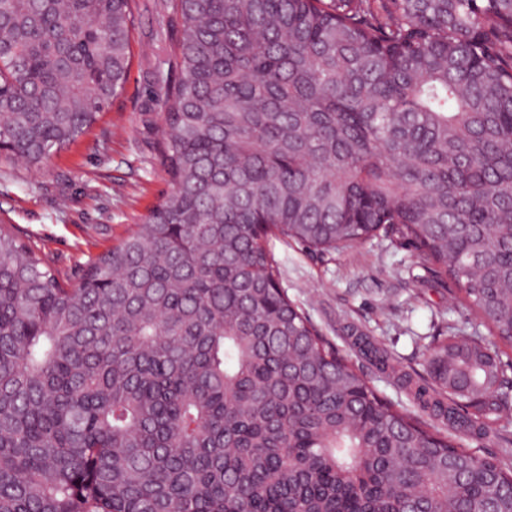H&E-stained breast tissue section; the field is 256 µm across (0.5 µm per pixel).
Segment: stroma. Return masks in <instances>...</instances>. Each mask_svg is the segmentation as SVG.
<instances>
[{"label":"stroma","mask_w":512,"mask_h":512,"mask_svg":"<svg viewBox=\"0 0 512 512\" xmlns=\"http://www.w3.org/2000/svg\"><path fill=\"white\" fill-rule=\"evenodd\" d=\"M179 33V17L159 0H137L134 58L122 95L77 144L47 161L0 163V224L60 280L79 282L170 189L158 147L165 92L180 77L171 56ZM272 251L289 298L382 398L404 409L412 402L391 377L357 357L353 335L369 336L395 363L421 374L430 348L452 329L483 336L512 359V348L461 302L456 283L433 278L406 240L372 238L324 254L276 240Z\"/></svg>","instance_id":"1"}]
</instances>
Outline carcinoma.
Returning a JSON list of instances; mask_svg holds the SVG:
<instances>
[{
	"label": "carcinoma",
	"instance_id": "cac0c4a2",
	"mask_svg": "<svg viewBox=\"0 0 512 512\" xmlns=\"http://www.w3.org/2000/svg\"><path fill=\"white\" fill-rule=\"evenodd\" d=\"M136 0H0V157L124 90ZM181 18L147 220L62 282L0 226V512H512L460 441L512 417L454 330L430 417L380 398L279 287L272 237L413 243L512 345V0H162Z\"/></svg>",
	"mask_w": 512,
	"mask_h": 512
}]
</instances>
